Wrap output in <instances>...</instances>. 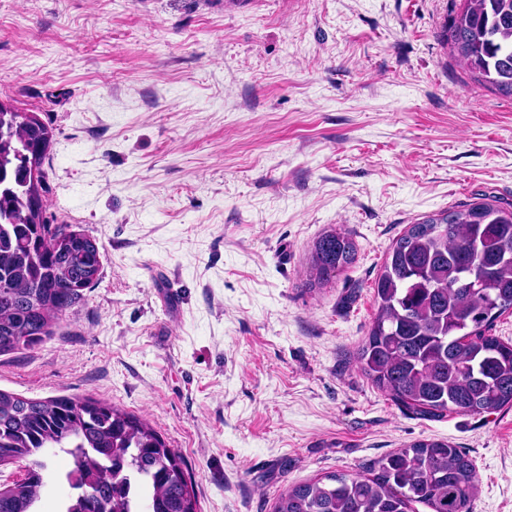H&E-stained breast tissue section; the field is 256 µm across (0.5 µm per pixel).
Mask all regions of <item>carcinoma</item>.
<instances>
[{
    "instance_id": "cac0c4a2",
    "label": "carcinoma",
    "mask_w": 512,
    "mask_h": 512,
    "mask_svg": "<svg viewBox=\"0 0 512 512\" xmlns=\"http://www.w3.org/2000/svg\"><path fill=\"white\" fill-rule=\"evenodd\" d=\"M444 40L459 65L490 91L512 97V0H463ZM52 129L0 100V356L55 334L95 283L85 269L99 247L47 216L44 162ZM340 229L313 243L308 286L356 258ZM377 311L358 350L364 375L402 409H512V343L490 334L512 311V208L484 196L409 225L375 280ZM64 455L73 500L66 512H198L183 456L135 415L77 396L31 399L0 390V467L23 477L0 486V512H34L48 449ZM476 472L444 440L387 453L366 474H330L282 491L273 512H472Z\"/></svg>"
}]
</instances>
